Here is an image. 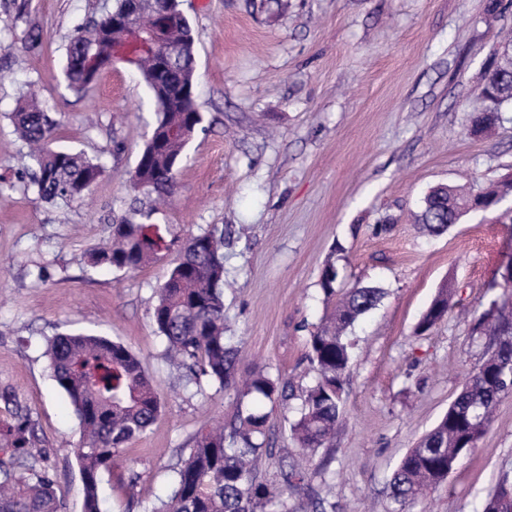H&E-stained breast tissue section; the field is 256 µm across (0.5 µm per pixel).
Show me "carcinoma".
<instances>
[{"instance_id":"carcinoma-1","label":"carcinoma","mask_w":512,"mask_h":512,"mask_svg":"<svg viewBox=\"0 0 512 512\" xmlns=\"http://www.w3.org/2000/svg\"><path fill=\"white\" fill-rule=\"evenodd\" d=\"M141 20L169 13L167 38L180 47L171 82L195 84V51L191 27L178 10L177 0H117L111 11L91 19L72 34L64 67L69 89L83 93L101 71L118 61L133 63L156 108L157 120L139 155L133 189L156 200L172 193L176 171L189 140L176 134L202 122L195 99L171 91L161 94L155 84L154 63L142 45L112 36V14L129 6ZM501 52L486 77L472 110L468 132L483 135L496 130L500 114L512 109V31L500 39ZM12 120L29 145L36 167L34 184L47 200L75 199L89 191L100 166L78 152L49 148L58 127L39 105L25 95ZM496 187L472 183L468 188L441 184L423 197L416 215L419 228L439 235L448 223L457 224L470 212L498 209ZM156 212L134 208L131 216L112 225L111 240L92 249L88 261L135 271L157 259L164 238L147 220ZM343 275L330 258L319 286L328 299L339 297L331 314L308 338V357L317 378L308 388L292 430L301 448L313 451L331 442L343 419L344 379L351 360L346 331L383 296L382 289L359 283L342 288ZM153 321L166 343L167 355L186 369L188 381L205 380L233 392L237 411L232 422L201 432L179 467L173 470L171 490L150 512H273L290 490L308 481V471L288 456L281 460L280 480H262L260 466L272 454L268 415L259 403L285 402L287 384L262 369L237 379L243 346L224 334V233L213 227L189 237L167 279L157 288ZM451 292L442 286L421 316L416 333L423 335L448 315ZM486 336L484 360L466 379L437 425L403 456L389 483L393 512H410L429 490L443 483L459 460L474 448L491 426L502 397L512 393V304H502L497 316L481 317ZM52 378L69 397L82 429V440L71 452L77 459L84 486V512H101L102 472L123 462L122 449L155 422L161 402L141 359L123 344L94 335L58 334L50 341ZM10 419L0 420V512H60L54 482L37 451L27 411L8 395L0 397ZM512 493L503 476L483 500L479 512H508L501 497Z\"/></svg>"}]
</instances>
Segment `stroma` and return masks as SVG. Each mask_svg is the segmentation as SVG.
Here are the masks:
<instances>
[{"instance_id":"obj_1","label":"stroma","mask_w":512,"mask_h":512,"mask_svg":"<svg viewBox=\"0 0 512 512\" xmlns=\"http://www.w3.org/2000/svg\"><path fill=\"white\" fill-rule=\"evenodd\" d=\"M115 0H0V394L26 407L61 512H82L72 449L78 417L54 382L48 338L97 334L138 354L161 412L104 472L103 512H149L196 435L232 420V395L193 394L165 355L152 313L190 236L212 227L225 249L224 322L241 338L240 373L262 368L289 385L268 414L272 447L296 454L291 425L315 370L310 331L331 311L319 286L335 258L345 286L385 289L348 331L352 361L332 447L309 459V489L335 512H388V483L408 448L447 412L486 342L474 329L512 259V219L466 216L439 236L414 222L424 194L489 185L512 171V112L495 133L469 135L474 98L512 7L489 0H178L196 53L203 123L176 175L171 206L152 215L167 247L128 272L84 263L135 199L129 188L155 107L138 70L119 61L87 94L70 90L63 65L76 26ZM34 92L59 123L55 146L101 166L80 200L46 201L10 114ZM446 320L415 328L442 284ZM512 474V395L447 480L414 512H478Z\"/></svg>"}]
</instances>
